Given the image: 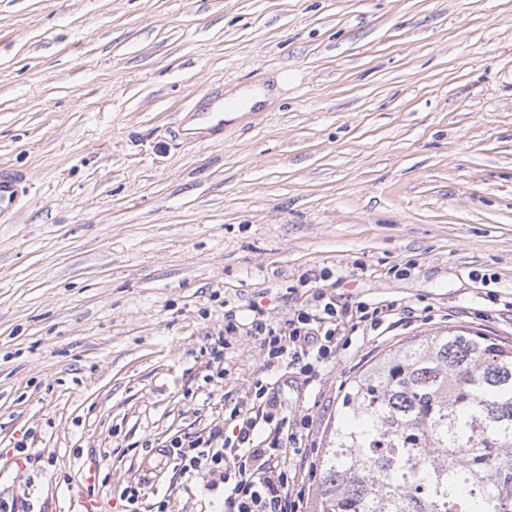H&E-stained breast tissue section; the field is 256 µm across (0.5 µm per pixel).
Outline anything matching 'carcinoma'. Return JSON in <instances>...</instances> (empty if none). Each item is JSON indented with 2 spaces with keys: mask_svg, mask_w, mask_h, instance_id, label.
I'll return each instance as SVG.
<instances>
[{
  "mask_svg": "<svg viewBox=\"0 0 512 512\" xmlns=\"http://www.w3.org/2000/svg\"><path fill=\"white\" fill-rule=\"evenodd\" d=\"M316 512H512V344L457 330L355 377Z\"/></svg>",
  "mask_w": 512,
  "mask_h": 512,
  "instance_id": "obj_1",
  "label": "carcinoma"
}]
</instances>
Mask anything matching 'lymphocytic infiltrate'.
<instances>
[{"label":"lymphocytic infiltrate","mask_w":512,"mask_h":512,"mask_svg":"<svg viewBox=\"0 0 512 512\" xmlns=\"http://www.w3.org/2000/svg\"><path fill=\"white\" fill-rule=\"evenodd\" d=\"M345 322L326 293H314L304 309L280 325L255 310L247 336L261 342L265 367L285 360L301 372H312L333 359ZM238 432L229 437L223 426L206 428L187 439H172L171 454L183 477L208 474L224 483V512H302L311 463L283 451L299 445L307 421L292 422L277 409L263 380H255L246 400L235 405ZM268 434L269 444L256 438Z\"/></svg>","instance_id":"f902f5d3"}]
</instances>
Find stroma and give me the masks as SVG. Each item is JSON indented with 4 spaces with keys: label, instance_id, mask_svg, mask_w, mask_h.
<instances>
[{
    "label": "stroma",
    "instance_id": "35a3bbf8",
    "mask_svg": "<svg viewBox=\"0 0 512 512\" xmlns=\"http://www.w3.org/2000/svg\"><path fill=\"white\" fill-rule=\"evenodd\" d=\"M241 89L265 99L189 135ZM0 167L20 177L0 220L15 512H124L130 486L142 512H224L167 445L232 430L256 378L308 418L315 463L380 354L512 342V0H0ZM317 289L392 311L309 377L227 329Z\"/></svg>",
    "mask_w": 512,
    "mask_h": 512
}]
</instances>
